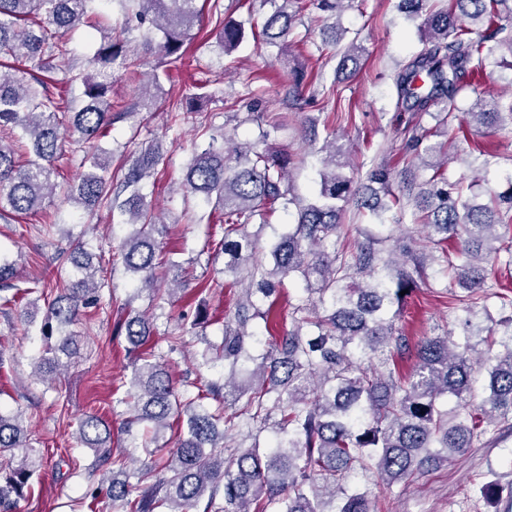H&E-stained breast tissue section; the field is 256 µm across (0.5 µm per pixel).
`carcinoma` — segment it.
I'll return each mask as SVG.
<instances>
[{"label":"carcinoma","mask_w":512,"mask_h":512,"mask_svg":"<svg viewBox=\"0 0 512 512\" xmlns=\"http://www.w3.org/2000/svg\"><path fill=\"white\" fill-rule=\"evenodd\" d=\"M94 0H0V129L18 134L29 143L19 154L0 143V219L43 214L44 223L55 225L43 212L45 200L56 189V162L62 151L61 132L73 142L100 141L112 126V80L120 72L139 83L140 64L127 58L122 41L106 32L83 65L75 62L69 48L70 34L89 23ZM127 17L146 26L148 51L166 60L167 69L151 70L154 82L169 77V70L184 64L185 44L200 25L198 0H117ZM219 47L232 51L245 38L238 24L224 21L221 0H206ZM505 0H448L429 7L423 21L422 51L398 73V104L432 114L437 125L447 127L460 110L459 94L486 69L498 52L512 57V35L505 30L498 6ZM293 0H281L266 19L256 38L274 47H288L297 14L288 10ZM484 27L470 37L464 21ZM334 32L332 45L336 73L353 74L363 48L356 42L341 45ZM80 89L75 95L73 90ZM206 85L181 100L170 111L172 123L182 120L180 109H190L210 97ZM467 123L486 128L512 126V98H475ZM208 140L195 146L182 182L183 200L200 196L212 204L224 224V238L217 247L224 252V272L234 276L222 287H241L236 304L238 328L227 330L224 341L209 345L201 365L225 361L231 374L247 372L237 385L235 400L245 399L234 413L266 424L273 415L269 447L252 445L228 451L219 424L224 416V386L215 383L194 393L191 383H176L156 361L154 317L146 313L117 322L133 354L134 393L127 404V433L138 440L134 427L144 425L153 433L142 449L149 457L133 473L136 483L102 474L101 486L112 502L125 503L127 512H190L201 498L213 502L222 496L217 512H371L367 492L346 486L354 473L370 472L391 485L448 462L482 435L504 424L512 425V297L491 291L490 275L503 262L512 264V239L500 235L503 216L512 214V178L507 188L477 204L456 183L448 182V143L423 144L432 130L412 128L405 148L420 158V168L432 174L411 201L418 220L428 229L433 251L421 259L399 243L384 250L392 236L366 241L352 248L343 219L348 210L369 214L385 226L389 206L382 196L391 195L390 172L372 165L368 179L378 184L362 186L345 173L353 164L333 142L319 170L316 197L303 203L291 193L288 167L291 155L260 149L251 142L227 146L224 135L198 130ZM158 156L144 150L124 173L112 170V152L99 145L83 151L77 182L67 188L66 198L86 210L119 211L136 230L120 245L124 268L138 277L137 290L152 292L155 304L164 299L156 283L181 265L163 257L158 235L167 228L157 223L155 207L143 193L155 173ZM280 202L297 209L292 232L271 247L273 266L254 257L255 242L243 229L265 209ZM507 259L501 260V253ZM60 269L53 282L34 279L24 287L11 284L16 269L0 263V287L12 289L0 295V309L7 311L23 300L32 306L44 301L40 333L46 348L33 360V376L46 381L44 369L64 371L81 356L79 337L67 330L100 301L107 286V270L93 263V253L80 240L60 253ZM445 272L450 291L459 302L458 325L465 342L453 333L426 337L410 349L396 328L401 311L418 289V281L432 265ZM298 277L306 298L292 306V330L281 337L275 350L261 358L246 347V310L271 298L275 282ZM35 299H29V296ZM482 315L489 325L482 338L486 349L475 352L470 338L480 335L474 317ZM414 352V366L402 371L396 356ZM486 378L481 402L454 411L442 408L441 400L454 396L463 401L471 393L475 375ZM215 404L208 405L204 400ZM176 428L173 443H159V435ZM81 442L95 449L88 467L94 474L107 463L122 468L126 457L114 455L107 442L110 429L101 419L89 416L79 422ZM156 447H150V443ZM24 455L14 461L15 451ZM10 467L0 480V512H12V500L23 495L30 479L43 466V458L28 447L20 413L0 411V466Z\"/></svg>","instance_id":"carcinoma-1"}]
</instances>
